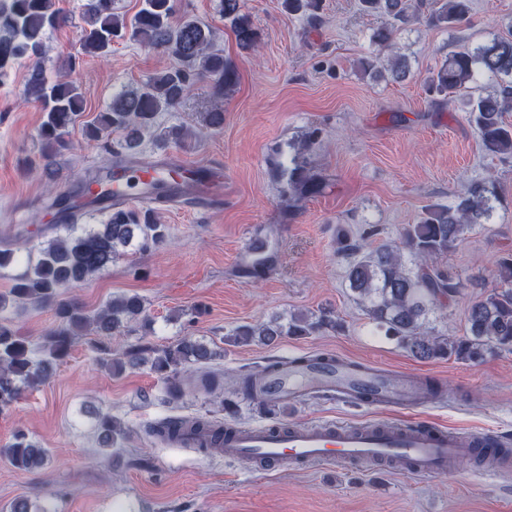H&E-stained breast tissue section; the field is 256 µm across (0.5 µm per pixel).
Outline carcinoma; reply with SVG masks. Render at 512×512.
I'll return each mask as SVG.
<instances>
[{
    "label": "carcinoma",
    "instance_id": "carcinoma-1",
    "mask_svg": "<svg viewBox=\"0 0 512 512\" xmlns=\"http://www.w3.org/2000/svg\"><path fill=\"white\" fill-rule=\"evenodd\" d=\"M363 10L385 16L388 23L374 30L371 41L387 53L389 78L404 82L410 75L408 58L394 44L397 29L426 19L429 24L455 28L466 22L471 0H360ZM114 0H86L83 25L78 40L88 56L105 58L112 52L116 38L130 35L136 42L159 50L173 58V64L151 74L143 83L112 95V102L96 121L85 126V136L100 141L113 132L123 134L115 156L136 155L144 131L154 126L156 117L181 104L197 81H214L215 96L235 85V63L215 48V32L185 15L174 21V0H142L132 19L115 11ZM219 11L230 24L237 45L243 52L256 46L260 34L249 17L240 12V0H218ZM289 13L307 15L308 23H320L321 0H283ZM69 22L58 0H0V77L21 63L27 64L25 99L44 112L38 129L41 158L49 167L65 148V136L83 108V97L70 81L50 79L42 65L46 36ZM485 76L496 82L492 92L476 98L465 93ZM429 92L439 105L461 104L473 127L483 153L502 160L512 159V124L504 113L512 109V35L499 36L476 48L453 51L433 71ZM98 172L84 175L71 195H55L47 202L53 210L72 207L73 200L86 195L100 184ZM288 188L299 197L317 194L321 179L311 175L302 164L288 170ZM500 202L497 186L487 180L473 181L457 201L448 206L426 208L419 221L403 228L398 246L372 249L370 229L353 241L338 234L337 250L350 257L347 279L350 290L365 306L368 316L385 335L420 360L455 357L479 362L498 350L512 351V253L501 257L497 266L503 287L477 296L468 306L466 334L445 336L435 333L430 317L447 308L459 293V282L437 259L454 250L478 224L487 223ZM166 238V226L141 220L134 210L112 212L99 227L65 225V234L38 247L36 260H27L24 270L13 278L9 291L0 294V413L18 400L22 386H33L49 375L53 366L66 361L76 336L84 331L99 335H117L145 321V305L136 294L123 295L94 312L63 297V290L75 287L93 274L107 268L119 250L131 244L149 252ZM20 258L8 240L0 245V269L16 266ZM33 306L54 311L58 325L44 336H23L10 319L1 315L7 306ZM343 329L334 312H300L287 322L245 323L232 333V342H257L272 345L283 336H312ZM217 356L208 345L183 336L160 349L136 346L112 358L115 375L128 367L148 364L150 370L169 384L174 394L180 391L178 374L183 369H201ZM279 363L267 365L258 374L237 377L230 390L235 396L245 390L251 396L262 393L261 379ZM188 423L202 436L221 435L220 422L209 415L192 418H167L152 427V434L165 441L174 440L180 423ZM95 429L108 454L120 452L126 431L110 413L95 412ZM0 458L20 472L46 467L51 460L48 449L30 440L19 430L12 442L0 448Z\"/></svg>",
    "mask_w": 512,
    "mask_h": 512
}]
</instances>
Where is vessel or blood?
I'll use <instances>...</instances> for the list:
<instances>
[{"mask_svg": "<svg viewBox=\"0 0 512 512\" xmlns=\"http://www.w3.org/2000/svg\"><path fill=\"white\" fill-rule=\"evenodd\" d=\"M179 159L165 155L130 162L122 178L113 182L111 193H90L86 209H129L142 204L156 210L173 206L210 209L224 204L223 184L180 185L170 173ZM421 379L413 374L390 376L383 368L364 361L336 358L313 362L303 370L285 369L266 382L270 398H292L307 392L330 394L375 409H399L405 418L353 423L331 419L317 423L287 425H226L224 437L207 441L192 434L180 442L206 447L210 455L230 463H262L268 467L288 464H343L367 466L371 462L397 460L413 475L444 474L458 460L485 448L481 477L496 478L512 469V460L488 449L489 433L445 428L434 423L421 396Z\"/></svg>", "mask_w": 512, "mask_h": 512, "instance_id": "1", "label": "vessel or blood"}]
</instances>
